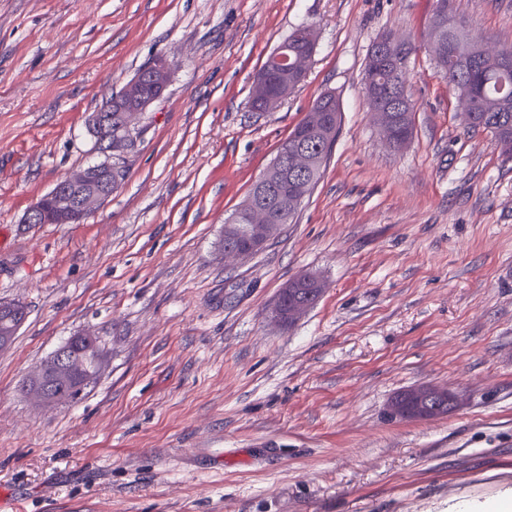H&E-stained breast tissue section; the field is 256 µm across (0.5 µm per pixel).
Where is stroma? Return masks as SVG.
Masks as SVG:
<instances>
[{"label": "stroma", "instance_id": "1", "mask_svg": "<svg viewBox=\"0 0 512 512\" xmlns=\"http://www.w3.org/2000/svg\"><path fill=\"white\" fill-rule=\"evenodd\" d=\"M435 0H0V299L28 316L0 350V512H478L512 498V159L467 128L430 56ZM492 45L512 0H448ZM300 25L304 82L251 111L255 74ZM415 50L412 137L386 142L365 96L373 41ZM163 96L105 158L86 120L155 60ZM341 125L292 223L243 263L224 224L319 94ZM111 160L81 224L24 214ZM324 291L272 321L288 281ZM102 365L79 400L24 381L70 337ZM418 385L461 398L391 416Z\"/></svg>", "mask_w": 512, "mask_h": 512}]
</instances>
